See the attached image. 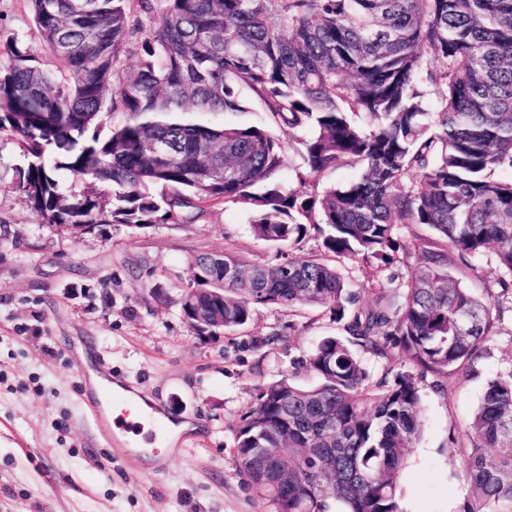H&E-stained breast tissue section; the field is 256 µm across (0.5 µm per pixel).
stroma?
Listing matches in <instances>:
<instances>
[{
    "label": "stroma",
    "instance_id": "obj_1",
    "mask_svg": "<svg viewBox=\"0 0 512 512\" xmlns=\"http://www.w3.org/2000/svg\"><path fill=\"white\" fill-rule=\"evenodd\" d=\"M17 36L42 68L44 47L28 0H0V37ZM23 158L0 136V512H273L233 456L234 429L259 386L294 373L340 327L322 309L260 306L241 329L191 335L175 297L203 252L251 262L276 247L254 237L235 205L208 207L193 224H105L87 234L42 224L13 185ZM98 371L192 431L148 453H114L84 399ZM474 375L444 390L421 381L420 439L398 484L401 512H459L471 494L461 446L486 382L512 372V311L487 341Z\"/></svg>",
    "mask_w": 512,
    "mask_h": 512
}]
</instances>
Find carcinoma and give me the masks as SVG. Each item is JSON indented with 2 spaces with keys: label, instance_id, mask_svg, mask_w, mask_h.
I'll use <instances>...</instances> for the list:
<instances>
[{
  "label": "carcinoma",
  "instance_id": "carcinoma-1",
  "mask_svg": "<svg viewBox=\"0 0 512 512\" xmlns=\"http://www.w3.org/2000/svg\"><path fill=\"white\" fill-rule=\"evenodd\" d=\"M29 2L61 69L4 44L0 133L25 156L16 189L45 224L193 223L224 203L248 208L256 238L281 249L317 234L312 256L199 254L187 287H172L195 336L241 328L260 305L329 313L342 334L305 360L316 384L262 385L240 418L239 471L274 512H400L419 383L468 379L500 321V297H477L459 272L486 259L512 279V0ZM250 102L290 145L263 125L205 120ZM292 148L310 177L362 175L289 187L278 176ZM59 171L112 194L77 195ZM404 225L430 235L407 246ZM341 257L366 264L375 305L359 306ZM392 266L411 276L388 289L376 273ZM358 347L401 367L374 381ZM464 454L461 512H512V372L488 382ZM362 170L360 168L340 167L328 170L317 177L320 187L324 185H343L358 179Z\"/></svg>",
  "mask_w": 512,
  "mask_h": 512
}]
</instances>
